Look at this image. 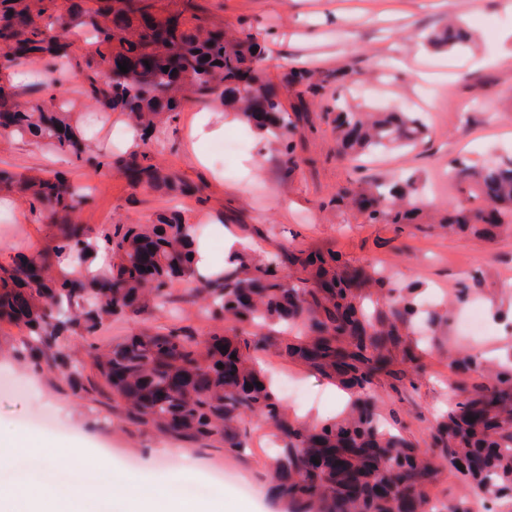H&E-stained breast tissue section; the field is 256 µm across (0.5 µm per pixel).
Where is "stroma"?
Masks as SVG:
<instances>
[{"label":"stroma","mask_w":512,"mask_h":512,"mask_svg":"<svg viewBox=\"0 0 512 512\" xmlns=\"http://www.w3.org/2000/svg\"><path fill=\"white\" fill-rule=\"evenodd\" d=\"M231 30L247 27L275 63L262 68L273 82L293 70L320 67L322 60L344 73L342 82L317 96L297 98V86L282 91L287 110L305 104L312 126L301 127L302 163L288 170L278 160V145L260 141L253 129L223 109L192 101L159 132L161 144L148 160L177 174L193 191L178 195L164 188L133 187L119 166L94 169L75 156L28 140L0 134V167L18 174L58 171L88 187L91 199L79 223L98 230L110 224H149L179 211L185 223L206 233L223 221V237L210 243L213 262L223 263L227 239L277 252L281 246L333 247L354 265L372 263L400 280L453 298L476 271L488 276L476 299L481 307L512 306V235L488 243L442 232L434 224L403 228L371 224L334 200L338 188L358 180L403 172L419 178L424 212L443 217L462 187L448 177V164L466 160L481 168L506 159L512 145V8L492 0H199ZM464 17L470 39L451 49L430 44L428 35L448 18ZM342 98L352 110L394 106L408 110L418 100L427 132L415 147L385 151L350 162L336 156L335 134L320 117L325 105ZM233 138L241 143L231 161L213 157L210 146ZM0 262L48 246L51 228L31 213L27 200L0 191ZM416 391L386 399L398 414L401 431L418 447L430 445L429 426L454 401L456 373L446 359L426 360ZM265 364L278 378L295 379L310 402L285 398L289 413L326 418L342 407L341 393L327 380L270 353ZM0 377L13 387L0 393V426L26 430L58 444L56 478L72 475L75 460L94 454L114 475L139 476L150 490L162 489L176 458L193 460L191 482L199 485L207 512H222L211 481L217 470L233 473L223 491L240 512H274L265 487L267 429L251 431L250 450L238 456L212 449L175 451L153 435L126 433L116 423L92 414L73 396L58 393L31 367L0 357Z\"/></svg>","instance_id":"35a3bbf8"}]
</instances>
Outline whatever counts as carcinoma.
Listing matches in <instances>:
<instances>
[{"mask_svg": "<svg viewBox=\"0 0 512 512\" xmlns=\"http://www.w3.org/2000/svg\"><path fill=\"white\" fill-rule=\"evenodd\" d=\"M457 18L434 42L454 46L464 34ZM91 52L77 56L72 38ZM250 33L230 34L224 21L196 0H0V68L60 89L79 73L103 109L123 112L145 137L172 121L191 100L217 103L281 143L288 169L300 161L291 119L280 94L259 68ZM128 63L123 73L119 63ZM169 67L163 71V67ZM333 73L291 74L316 95ZM18 86L0 83V121L11 135H29L70 151L101 169L112 157L86 143L70 114L38 101L20 106ZM337 153L351 160L392 146H411L425 127L414 112H354L336 103ZM132 184L189 191L163 175L139 147L117 160ZM451 178L474 183L480 201L450 203L439 226L494 240L512 230V160L477 169L449 164ZM0 186L27 198L36 219L53 228V244L0 263V324L22 327L19 345L0 352L47 372L61 394L114 416L125 432L149 433L183 449L242 454L246 424L272 431L279 452L267 465L275 512H471L475 500L512 508V355L489 363L460 353L455 400L431 428L432 450L392 431L381 394L416 387L425 359L448 356V308L425 310L418 283H402L372 264L353 266L332 249H291L256 258L240 252L231 267L202 276L194 267L192 225L175 216L153 224H112L94 231L77 221L90 195L59 174L17 175L0 168ZM417 179L358 182L336 193L371 224H414ZM106 248L112 264L94 268ZM189 288L174 296L173 285ZM178 302L200 306L222 324L206 333L153 326ZM120 319L142 327L100 344L102 328ZM64 336L83 342L74 358ZM275 352L349 394L343 415L321 422L290 416L272 375L257 362ZM463 491L440 504L431 489L446 469Z\"/></svg>", "mask_w": 512, "mask_h": 512, "instance_id": "cac0c4a2", "label": "carcinoma"}]
</instances>
